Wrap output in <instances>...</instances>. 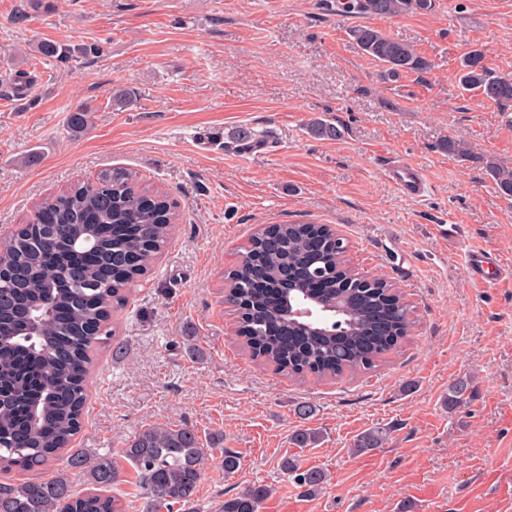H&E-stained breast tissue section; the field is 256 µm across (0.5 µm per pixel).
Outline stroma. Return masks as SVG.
Listing matches in <instances>:
<instances>
[{
	"instance_id": "1",
	"label": "stroma",
	"mask_w": 512,
	"mask_h": 512,
	"mask_svg": "<svg viewBox=\"0 0 512 512\" xmlns=\"http://www.w3.org/2000/svg\"><path fill=\"white\" fill-rule=\"evenodd\" d=\"M23 2L0 0V51L37 76L31 107L0 94V232L112 166L179 203L169 243L95 355L73 442L118 464L113 494L140 504L123 450L165 423L194 427L210 448L196 497L175 512H221L254 484L272 490L259 512H512V197L485 166L512 165V109L455 78L474 49L512 74V0H430L395 18L343 14L337 0ZM359 25L413 46L428 69L382 78L352 40ZM45 40L100 51L66 66L38 52ZM126 91L134 101L117 104ZM80 105L91 117L74 133ZM314 118L336 136L312 135ZM243 129L257 140L231 147ZM447 137L457 153L441 150ZM391 160L424 171V197L395 188ZM298 222L330 225L349 267L411 304L414 326L374 370L294 381L237 337L225 273L253 231ZM478 249L505 266L493 287L468 275ZM305 428L320 431L315 447L293 445ZM377 428L383 447L354 452ZM228 450L240 458L229 477ZM287 456L327 471L320 491L288 478Z\"/></svg>"
}]
</instances>
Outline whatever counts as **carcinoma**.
Masks as SVG:
<instances>
[{
  "label": "carcinoma",
  "mask_w": 512,
  "mask_h": 512,
  "mask_svg": "<svg viewBox=\"0 0 512 512\" xmlns=\"http://www.w3.org/2000/svg\"><path fill=\"white\" fill-rule=\"evenodd\" d=\"M430 6L428 0H340L345 13L394 18ZM357 47L386 72L420 71L428 62L410 45L378 29L351 30ZM39 53L60 63L97 52L45 42ZM466 90L499 105L512 106V76L499 74L483 55L471 52L456 73ZM33 77L12 74L8 91L23 97ZM487 171L500 192L512 197V167L495 159ZM177 202L139 186L124 167L104 170L97 181L78 183L36 205L28 226L0 242L14 259L0 277V472L14 468L38 473L49 469L70 447L87 403L86 382L95 351L112 336V314L127 305L128 291L148 272L170 239ZM331 238L322 224H279L274 237L263 230L250 239L242 263L225 289L224 303L243 317L241 337L254 357L290 378L312 373L322 379L370 370L394 349L409 328L412 311L382 279L353 287L345 268L346 245L322 246ZM331 270L322 295L347 308L324 335H294L288 344L270 332L272 315L287 287L312 256ZM38 327L26 335L32 319ZM386 434L372 430L356 439L364 452L380 448ZM137 472L144 512H172L194 499L208 449L189 426L151 425L123 450ZM71 461L87 467L89 491L71 489L64 473L21 482L0 480V512H129V502L110 494L118 471L108 457ZM296 484L315 491L325 480L317 469L285 459ZM271 494L265 485L248 486L224 499L222 512H259Z\"/></svg>",
  "instance_id": "cac0c4a2"
}]
</instances>
